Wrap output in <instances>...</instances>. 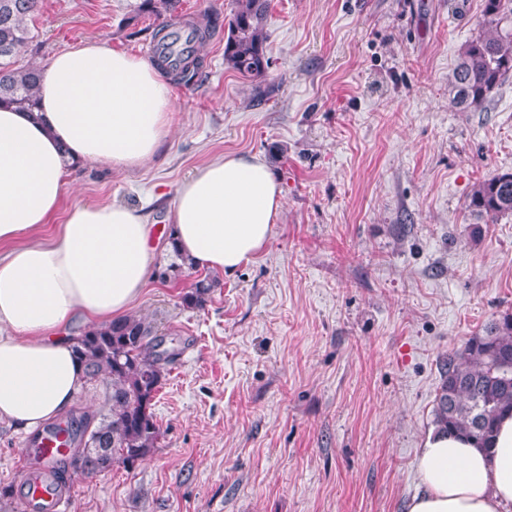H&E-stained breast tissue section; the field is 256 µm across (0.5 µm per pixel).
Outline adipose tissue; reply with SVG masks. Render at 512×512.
Wrapping results in <instances>:
<instances>
[{"instance_id":"adipose-tissue-1","label":"adipose tissue","mask_w":512,"mask_h":512,"mask_svg":"<svg viewBox=\"0 0 512 512\" xmlns=\"http://www.w3.org/2000/svg\"><path fill=\"white\" fill-rule=\"evenodd\" d=\"M40 112L0 108V420L29 432L59 418L87 380L65 335L77 316H123L150 277L151 226L116 203L75 207L49 241L37 234L57 213L66 164L118 168L151 160L170 132L173 103L162 73L141 56L97 40L42 68ZM281 188L258 156L229 155L177 190L169 232L199 268L234 274L268 245ZM32 244L16 249L22 235ZM421 490L406 512H512V413L489 447L429 431L417 458Z\"/></svg>"}]
</instances>
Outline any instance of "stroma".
I'll return each instance as SVG.
<instances>
[{"instance_id": "35a3bbf8", "label": "stroma", "mask_w": 512, "mask_h": 512, "mask_svg": "<svg viewBox=\"0 0 512 512\" xmlns=\"http://www.w3.org/2000/svg\"><path fill=\"white\" fill-rule=\"evenodd\" d=\"M140 2L42 0L16 59L44 66L88 38L144 55L158 20ZM482 26L483 0H269L261 82L225 64L216 31L202 81L172 83L150 161L70 169L61 212L140 210L158 270L176 261V191L212 160L263 157L283 199L267 248L204 307L182 297L208 269L150 279L132 312L176 351L161 438L134 466L72 475L66 512H405L441 359L512 313V216L475 236L468 207L475 183L512 173V73L481 111L448 87ZM30 438L0 422V489Z\"/></svg>"}]
</instances>
